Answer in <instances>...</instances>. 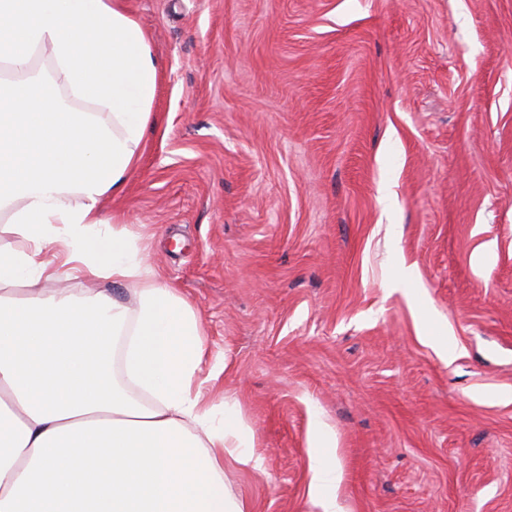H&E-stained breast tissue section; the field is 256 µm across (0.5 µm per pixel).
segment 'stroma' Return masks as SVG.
I'll list each match as a JSON object with an SVG mask.
<instances>
[{"label": "stroma", "instance_id": "stroma-1", "mask_svg": "<svg viewBox=\"0 0 512 512\" xmlns=\"http://www.w3.org/2000/svg\"><path fill=\"white\" fill-rule=\"evenodd\" d=\"M158 61L120 213L254 434L251 512H512V0H129ZM459 352L445 362L437 341ZM340 481V474L336 468L329 466L322 457H319L312 466L311 496L313 504L321 512H339L336 501V484Z\"/></svg>", "mask_w": 512, "mask_h": 512}]
</instances>
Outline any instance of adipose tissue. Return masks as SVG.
Returning <instances> with one entry per match:
<instances>
[{
    "instance_id": "1",
    "label": "adipose tissue",
    "mask_w": 512,
    "mask_h": 512,
    "mask_svg": "<svg viewBox=\"0 0 512 512\" xmlns=\"http://www.w3.org/2000/svg\"><path fill=\"white\" fill-rule=\"evenodd\" d=\"M4 70L0 233L27 246L0 251V512H249L224 461L255 465L253 433L204 398L201 321L101 210L152 123L148 34L126 0H0ZM339 480L315 461L320 512Z\"/></svg>"
}]
</instances>
